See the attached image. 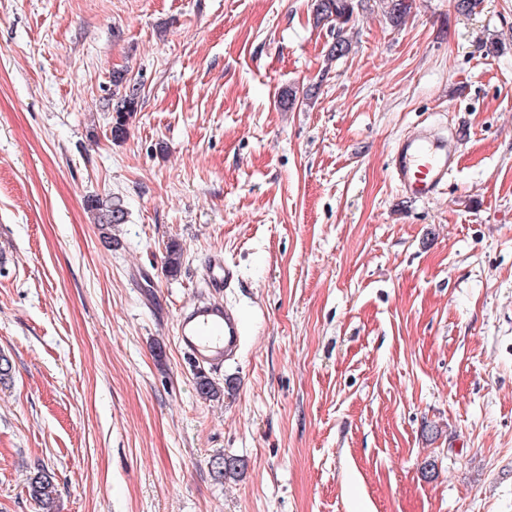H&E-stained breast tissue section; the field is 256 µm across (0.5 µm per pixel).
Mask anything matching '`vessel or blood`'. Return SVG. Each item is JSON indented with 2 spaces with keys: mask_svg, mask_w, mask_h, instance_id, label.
I'll return each instance as SVG.
<instances>
[{
  "mask_svg": "<svg viewBox=\"0 0 512 512\" xmlns=\"http://www.w3.org/2000/svg\"><path fill=\"white\" fill-rule=\"evenodd\" d=\"M453 164L454 153L447 136L427 128L399 140L392 153V170L399 188L421 200L439 193ZM235 277L236 271L225 262L223 253L213 252L202 273L212 300L194 304L176 319L177 342L196 366L222 367L242 349L240 321L221 301Z\"/></svg>",
  "mask_w": 512,
  "mask_h": 512,
  "instance_id": "vessel-or-blood-1",
  "label": "vessel or blood"
}]
</instances>
